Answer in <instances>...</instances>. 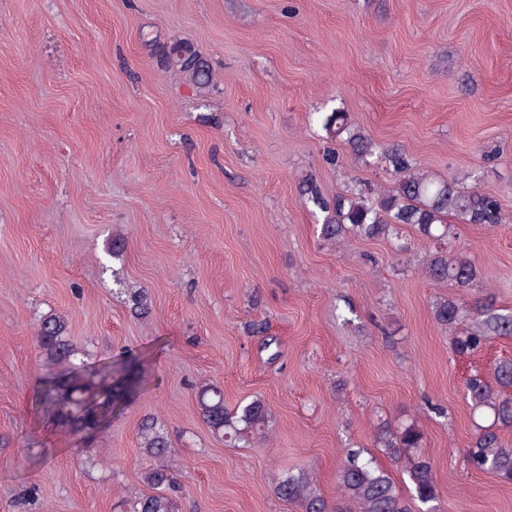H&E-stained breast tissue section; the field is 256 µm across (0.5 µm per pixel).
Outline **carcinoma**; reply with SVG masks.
I'll return each instance as SVG.
<instances>
[{"label":"carcinoma","instance_id":"obj_1","mask_svg":"<svg viewBox=\"0 0 512 512\" xmlns=\"http://www.w3.org/2000/svg\"><path fill=\"white\" fill-rule=\"evenodd\" d=\"M168 65L184 74L200 91L211 85L210 63L184 42L170 45ZM327 139L349 148L365 166L385 167L395 175L389 187H371L360 182L332 198L323 195L314 179L299 184L305 203L322 217L318 236L338 244L349 237L368 240H399L405 228L433 245L423 270L437 284H449L463 290L478 278L475 263L455 248L456 224L494 226L505 220L497 199L475 188L464 189L456 180H440L420 167L403 149L384 146L354 127L341 108L321 116ZM132 314L145 316L151 310L147 292L123 290ZM435 321L455 331L452 349L459 356H471L483 350L496 337L512 336V315L492 304H467L457 297L439 296L432 304ZM36 344L43 367L49 372L41 398V410L48 417L72 426L76 431L94 429L112 409V403L128 388H136L145 378L142 366L127 365L121 382H113L112 366L89 368L85 352L69 336L67 320L49 314L41 320ZM493 381L475 372L467 378L465 395L473 411L490 420L477 426V433L466 450L470 469L492 473L512 481V446L502 441L501 431L512 429V359H502L492 368ZM201 418L212 434L235 446L249 447L267 438L274 415L260 396L244 400L229 409L221 387L206 383L197 391ZM139 448L144 456L160 459L172 454L171 442L157 422L144 418L137 427ZM423 433L414 423L394 427L379 423L374 445L394 462L403 463L410 497L386 469L362 448H348L338 474V487L353 512H438L439 492L433 461L419 452ZM150 494L123 498L119 512H175L174 500L165 490L175 487L176 477L164 466L144 471ZM277 498L299 506L301 512H332L308 470L286 471L275 481Z\"/></svg>","mask_w":512,"mask_h":512}]
</instances>
